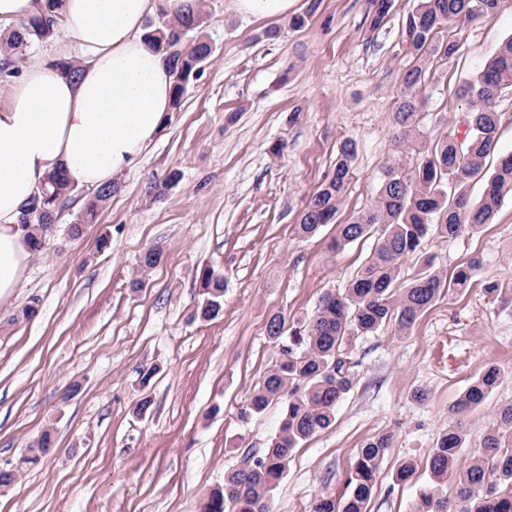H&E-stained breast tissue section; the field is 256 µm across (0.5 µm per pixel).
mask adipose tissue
Here are the masks:
<instances>
[{
    "instance_id": "obj_1",
    "label": "adipose tissue",
    "mask_w": 512,
    "mask_h": 512,
    "mask_svg": "<svg viewBox=\"0 0 512 512\" xmlns=\"http://www.w3.org/2000/svg\"><path fill=\"white\" fill-rule=\"evenodd\" d=\"M190 2L58 0L66 43L35 57L0 100V301L22 284L32 247L18 218L45 177L62 168L97 189L137 167L158 136L172 79L145 23ZM63 55L80 60L78 78L61 74Z\"/></svg>"
}]
</instances>
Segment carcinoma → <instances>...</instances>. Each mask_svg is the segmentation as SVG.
I'll return each instance as SVG.
<instances>
[{"label":"carcinoma","mask_w":512,"mask_h":512,"mask_svg":"<svg viewBox=\"0 0 512 512\" xmlns=\"http://www.w3.org/2000/svg\"><path fill=\"white\" fill-rule=\"evenodd\" d=\"M54 0L45 9L0 40L3 63L14 69L21 63V48L32 40L56 36L57 22L51 17ZM498 0H412L401 19L400 39L417 63L401 77L403 98L393 113L403 152L385 166L373 205L352 223L342 224L332 241L338 249L362 238H375L374 251L343 292L324 293L314 315L304 321L288 322L283 314L273 315L267 335L280 349V357L267 371L246 406L238 412L242 422L279 403L282 417L266 447L247 452L243 466L224 474V484L211 489L200 512H270V501L286 474L295 449L330 428L336 410L354 387L352 343L394 323L402 331L418 318L450 284L456 289L473 286L477 262L458 268L451 280L433 269H425L406 280L400 288L401 262L420 251L425 238L436 232L453 239L490 223L505 196L512 194V151L499 156L496 168L486 174V159L498 146L502 113L495 102L503 90L512 88V35L464 89V96L479 104L466 116L464 138L447 129L430 136L419 125L423 103L421 92L430 74L426 61L451 58L460 44L446 36L448 26L464 17H489ZM394 0H368L369 29H379L391 14ZM210 13L206 0L176 18L161 16L147 23L148 36L165 53L173 78V110L181 109L192 87L193 76L206 65L214 48L205 35ZM357 147L344 141L331 175L316 188L299 219L302 237L314 236L333 222L339 201L352 175ZM486 177L481 198L472 201L465 186L477 176ZM77 189L64 171L47 178L40 199L23 211L20 223L34 247H43L48 225L56 223L59 209ZM118 191L108 184L92 193L70 224V237L82 236L83 226L93 224L104 204ZM201 318L213 319L224 310V276L210 267L199 273ZM502 370L488 365L459 394L450 408L455 423L438 437L424 466L413 459L401 461L393 472L398 483L409 481L418 470L427 474L411 512H512V405L500 410L497 426L472 449L470 465L455 472L459 455L468 448L463 417L478 408L497 387ZM393 434L381 433L367 439L354 458L339 496L324 495L313 512H367L377 477Z\"/></svg>","instance_id":"1"}]
</instances>
